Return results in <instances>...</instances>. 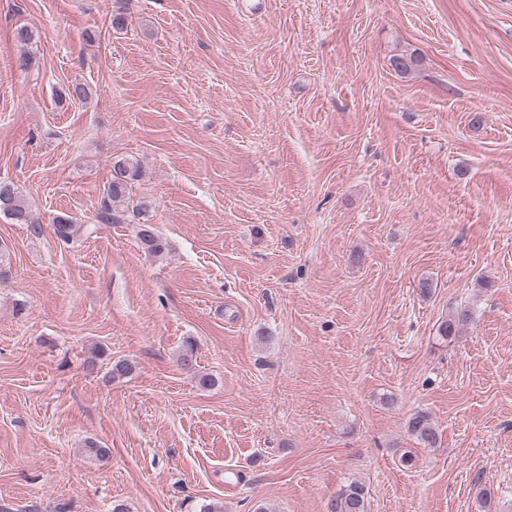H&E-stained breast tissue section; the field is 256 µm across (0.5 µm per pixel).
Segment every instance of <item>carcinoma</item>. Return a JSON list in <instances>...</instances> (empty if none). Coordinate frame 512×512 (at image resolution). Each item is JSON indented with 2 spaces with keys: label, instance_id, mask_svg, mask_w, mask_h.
<instances>
[{
  "label": "carcinoma",
  "instance_id": "obj_1",
  "mask_svg": "<svg viewBox=\"0 0 512 512\" xmlns=\"http://www.w3.org/2000/svg\"><path fill=\"white\" fill-rule=\"evenodd\" d=\"M420 62L417 55L396 54L391 58V66L400 75L411 72ZM141 175L140 161L133 157L118 159L113 164L112 177L104 187L97 222L100 224H123L128 214L141 215L147 211V203L132 197V182ZM0 213L17 224H32L39 228L31 215L28 204L8 182H0ZM97 226L77 224L71 219L59 216L55 221V233L70 242L85 234H91ZM137 237L151 254H160L165 245L152 225L145 222L138 225ZM407 432L418 444L433 448L438 443V433L429 416L421 411L413 413L407 420ZM332 512H366L365 488L352 483L342 491L332 503Z\"/></svg>",
  "mask_w": 512,
  "mask_h": 512
}]
</instances>
